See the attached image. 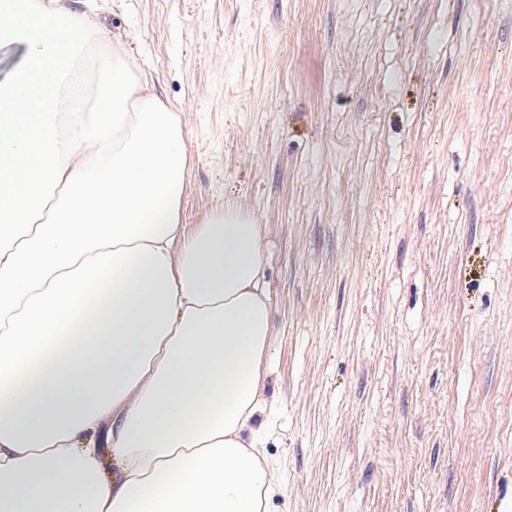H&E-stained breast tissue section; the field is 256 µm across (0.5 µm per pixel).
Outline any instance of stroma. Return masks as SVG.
<instances>
[{
	"label": "stroma",
	"instance_id": "35a3bbf8",
	"mask_svg": "<svg viewBox=\"0 0 512 512\" xmlns=\"http://www.w3.org/2000/svg\"><path fill=\"white\" fill-rule=\"evenodd\" d=\"M263 224L269 512L512 503V0H64Z\"/></svg>",
	"mask_w": 512,
	"mask_h": 512
}]
</instances>
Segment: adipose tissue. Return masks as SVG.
<instances>
[{
  "label": "adipose tissue",
  "instance_id": "adipose-tissue-1",
  "mask_svg": "<svg viewBox=\"0 0 512 512\" xmlns=\"http://www.w3.org/2000/svg\"><path fill=\"white\" fill-rule=\"evenodd\" d=\"M102 38L0 0V512H268L262 228L183 224L181 118Z\"/></svg>",
  "mask_w": 512,
  "mask_h": 512
}]
</instances>
